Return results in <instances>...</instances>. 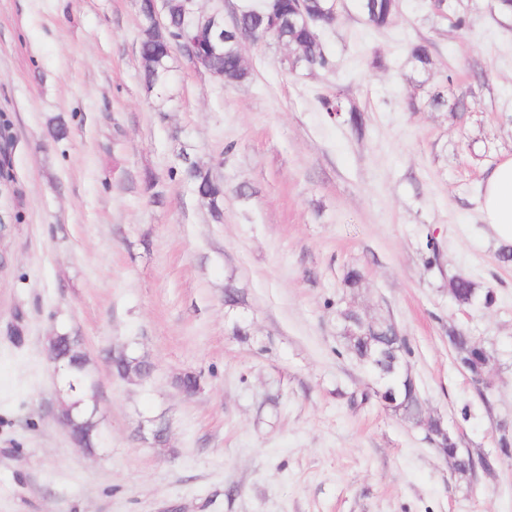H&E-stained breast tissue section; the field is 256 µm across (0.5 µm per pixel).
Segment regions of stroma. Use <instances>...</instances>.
<instances>
[{
  "label": "stroma",
  "mask_w": 512,
  "mask_h": 512,
  "mask_svg": "<svg viewBox=\"0 0 512 512\" xmlns=\"http://www.w3.org/2000/svg\"><path fill=\"white\" fill-rule=\"evenodd\" d=\"M143 26L139 0H0V512H512L497 445L512 424V266L479 210L512 156V16L496 0H398L378 31L341 0L320 34L331 69L289 70L270 40L243 44V84L175 54L152 90ZM419 43L425 73L408 62ZM422 83L466 112L409 108ZM338 94L361 131L323 111ZM183 155L223 183L222 220L175 173ZM455 273L492 303L459 308ZM346 306L396 324L427 413L491 468L454 476L371 397L338 334ZM453 326L492 353L486 384L455 360ZM57 331L88 359L91 453L56 419ZM120 352L150 375H117Z\"/></svg>",
  "instance_id": "obj_1"
}]
</instances>
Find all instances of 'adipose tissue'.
I'll return each instance as SVG.
<instances>
[{
	"instance_id": "1",
	"label": "adipose tissue",
	"mask_w": 512,
	"mask_h": 512,
	"mask_svg": "<svg viewBox=\"0 0 512 512\" xmlns=\"http://www.w3.org/2000/svg\"><path fill=\"white\" fill-rule=\"evenodd\" d=\"M480 212L501 244H512V156L501 160L482 186Z\"/></svg>"
}]
</instances>
